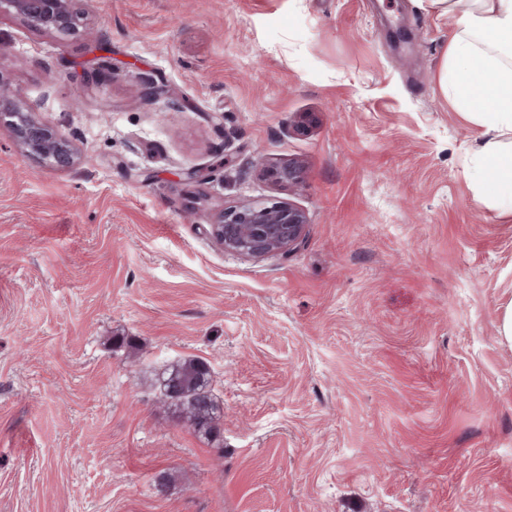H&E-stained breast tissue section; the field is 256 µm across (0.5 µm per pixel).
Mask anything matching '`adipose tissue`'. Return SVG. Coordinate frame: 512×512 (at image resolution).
Instances as JSON below:
<instances>
[{"label": "adipose tissue", "mask_w": 512, "mask_h": 512, "mask_svg": "<svg viewBox=\"0 0 512 512\" xmlns=\"http://www.w3.org/2000/svg\"><path fill=\"white\" fill-rule=\"evenodd\" d=\"M436 17L454 13L439 85L484 140L471 178L480 203L512 213V0H417Z\"/></svg>", "instance_id": "obj_1"}]
</instances>
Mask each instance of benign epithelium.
Here are the masks:
<instances>
[{
  "mask_svg": "<svg viewBox=\"0 0 512 512\" xmlns=\"http://www.w3.org/2000/svg\"><path fill=\"white\" fill-rule=\"evenodd\" d=\"M20 15L38 32L62 37L81 35L88 26L85 14L73 7V0H0V13ZM170 95L168 85L147 79L144 97L157 102ZM9 128L22 151L52 167L69 169L79 160L74 146L51 126L35 120L25 103L0 81V127ZM276 183L298 184L304 168L299 163L265 170ZM305 213L272 198L224 208L212 225L214 238L224 249L245 257H263L292 251L304 236Z\"/></svg>",
  "mask_w": 512,
  "mask_h": 512,
  "instance_id": "obj_1",
  "label": "benign epithelium"
}]
</instances>
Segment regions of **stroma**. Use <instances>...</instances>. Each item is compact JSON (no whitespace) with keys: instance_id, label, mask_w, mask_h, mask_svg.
<instances>
[{"instance_id":"1","label":"stroma","mask_w":512,"mask_h":512,"mask_svg":"<svg viewBox=\"0 0 512 512\" xmlns=\"http://www.w3.org/2000/svg\"><path fill=\"white\" fill-rule=\"evenodd\" d=\"M74 4L71 41L0 15V81L90 158L56 169L0 128V512H512V214L476 202L481 130L438 84L456 17ZM295 161V186L260 172ZM269 197L302 243L225 252L224 206ZM183 358L218 438L151 382Z\"/></svg>"}]
</instances>
